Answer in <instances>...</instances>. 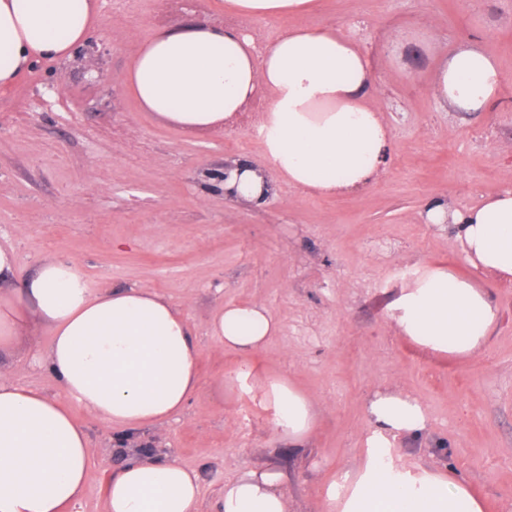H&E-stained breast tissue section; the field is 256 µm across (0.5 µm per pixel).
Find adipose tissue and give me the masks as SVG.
Here are the masks:
<instances>
[{
    "mask_svg": "<svg viewBox=\"0 0 512 512\" xmlns=\"http://www.w3.org/2000/svg\"><path fill=\"white\" fill-rule=\"evenodd\" d=\"M242 17H288L312 0H230ZM93 0H0V88L40 59L71 56L93 28ZM504 75L475 44L439 66L433 91L459 112L497 102ZM374 75L356 42L333 28L285 30L264 49L239 28L202 23L159 29L133 59L129 87L141 107L187 130L239 119L263 99L258 125L283 179L323 196L375 184L389 167L392 130L366 103ZM226 181L247 202L274 192L255 164L238 162ZM424 217L449 224L452 241L475 270L512 282V191L465 211L430 200ZM13 252L0 248V348L34 325L49 329L45 364L66 396L121 427L150 425L182 410L198 385L190 322L164 294L144 288L95 291L73 264L49 258L14 284ZM388 318L399 336L444 358H467L487 344L499 318L486 288L430 263L394 293ZM212 336L240 360L227 377L268 412L292 441L316 429L313 400L271 375L255 355L281 323L258 302L227 304L209 322ZM358 469L323 485L321 512H484L466 481L405 461L399 438L426 430L428 412L396 388L376 390ZM91 462L84 430L70 410L0 372V512H69ZM284 475L247 469L225 482L216 512H290ZM200 475L169 455L136 454L107 484L108 512H198Z\"/></svg>",
    "mask_w": 512,
    "mask_h": 512,
    "instance_id": "obj_1",
    "label": "adipose tissue"
}]
</instances>
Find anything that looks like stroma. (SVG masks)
Masks as SVG:
<instances>
[{
	"instance_id": "obj_1",
	"label": "stroma",
	"mask_w": 512,
	"mask_h": 512,
	"mask_svg": "<svg viewBox=\"0 0 512 512\" xmlns=\"http://www.w3.org/2000/svg\"><path fill=\"white\" fill-rule=\"evenodd\" d=\"M91 33L110 49L90 59L41 61L15 94L0 88V247L15 255V281L46 258L73 261L89 288H147L189 319L199 388L180 413L127 432L70 404L91 465L72 512H107L106 485L124 457L121 439L162 447L199 472V512H213L239 471L286 475L291 512H318L323 484L357 468L380 385L428 408L422 435L400 453L453 469L486 503H512V283L470 268L450 229L425 223L427 202L457 210L512 190V0H313L296 24L332 27L372 63L370 97L393 134L387 174L373 186L319 197L277 179L265 204L226 200L216 172L228 157L273 168L251 122L189 132L144 111L128 84L132 59L157 29L220 27L225 0H97ZM476 43L506 76L497 107L456 112L432 83L456 48ZM100 67L102 81L90 79ZM429 261L448 264L492 295L500 312L487 347L465 360L436 358L398 336L386 304ZM257 301L282 329L258 354L317 409L315 435L288 441L266 414L221 379L237 357L210 334L220 307ZM47 331L0 352L15 383L64 400L35 360Z\"/></svg>"
}]
</instances>
